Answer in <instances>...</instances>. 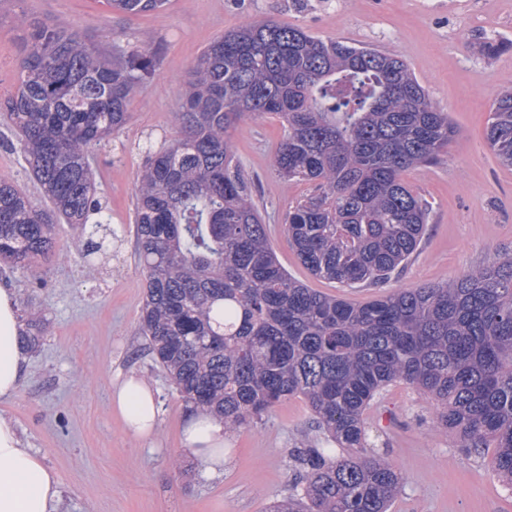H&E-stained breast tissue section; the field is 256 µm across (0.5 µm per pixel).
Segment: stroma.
<instances>
[{
    "label": "stroma",
    "mask_w": 512,
    "mask_h": 512,
    "mask_svg": "<svg viewBox=\"0 0 512 512\" xmlns=\"http://www.w3.org/2000/svg\"><path fill=\"white\" fill-rule=\"evenodd\" d=\"M29 21L76 28L103 48H157L159 64L128 105V120L90 149L109 227L121 245L85 265L81 255L47 258L36 276L0 265V287L16 294L19 320L39 312L41 337L28 350L29 376L0 414L16 423L25 447L57 473L58 512H266L299 479L289 448L326 447L306 403L275 406L261 421L230 435L224 472L204 476L202 462L180 443L187 411L138 330L145 298L135 255L132 201L149 143L179 136L188 72L216 37L271 19L325 40L375 47L404 59L432 107L447 113L458 136L432 166L403 173L429 207L428 230L408 264L382 288H342L314 278L289 246L291 206L309 195L272 166L283 136L265 115L231 131L236 159L282 265L309 287L353 302L379 292L455 280L512 250V168L486 142L491 106L512 88V0H168L161 10L127 17L106 0H0V179L34 193L35 182L4 116L28 39ZM498 45L483 54V43ZM135 373L157 392V435L133 437L110 404L112 382ZM369 443L404 478L390 512H512V485L498 477L494 451L455 447L419 392L396 383L364 415Z\"/></svg>",
    "instance_id": "obj_1"
}]
</instances>
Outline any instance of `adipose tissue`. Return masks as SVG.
<instances>
[{
	"instance_id": "obj_1",
	"label": "adipose tissue",
	"mask_w": 512,
	"mask_h": 512,
	"mask_svg": "<svg viewBox=\"0 0 512 512\" xmlns=\"http://www.w3.org/2000/svg\"><path fill=\"white\" fill-rule=\"evenodd\" d=\"M28 375L20 349L17 302L12 290L0 288V398L12 397ZM111 406L131 435L146 440L154 435L159 407L154 390L139 376L128 374L112 385ZM182 443L204 464L205 475L224 469V425L215 416L188 413ZM60 501L57 474L28 449L22 448L12 420L0 416V512H56Z\"/></svg>"
}]
</instances>
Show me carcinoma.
Returning a JSON list of instances; mask_svg holds the SVG:
<instances>
[{
	"label": "carcinoma",
	"instance_id": "cac0c4a2",
	"mask_svg": "<svg viewBox=\"0 0 512 512\" xmlns=\"http://www.w3.org/2000/svg\"><path fill=\"white\" fill-rule=\"evenodd\" d=\"M125 16L166 0H106ZM6 118L36 191L0 179V263L64 261L55 224L88 244L108 223L89 149L119 131L152 47L106 54L86 34L31 23ZM275 114L274 155L288 180L314 184L284 232L308 272L343 288L380 287L427 231V204L402 173L435 165L457 129L435 111L407 63L371 47L323 41L267 20L214 39L189 71L181 135L147 149L133 214L145 301L139 332L185 404L246 428L301 397L339 449L291 448L300 491L268 512H390L403 477L367 452L364 412L386 387L427 396L458 448H493L512 480V252L448 284L354 303L294 278L280 263L228 132ZM487 142L512 166V91L491 108Z\"/></svg>",
	"mask_w": 512,
	"mask_h": 512
}]
</instances>
